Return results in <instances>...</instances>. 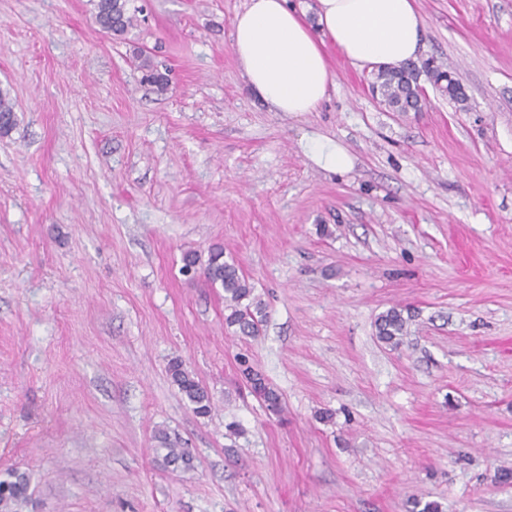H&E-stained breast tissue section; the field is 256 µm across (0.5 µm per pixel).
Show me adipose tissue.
I'll return each instance as SVG.
<instances>
[{
  "label": "adipose tissue",
  "instance_id": "adipose-tissue-1",
  "mask_svg": "<svg viewBox=\"0 0 512 512\" xmlns=\"http://www.w3.org/2000/svg\"><path fill=\"white\" fill-rule=\"evenodd\" d=\"M422 18L415 0H246L231 22V48L250 88L273 112H315L334 74L335 47L357 69L381 71L416 57Z\"/></svg>",
  "mask_w": 512,
  "mask_h": 512
}]
</instances>
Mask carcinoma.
I'll return each mask as SVG.
<instances>
[{
  "label": "carcinoma",
  "mask_w": 512,
  "mask_h": 512,
  "mask_svg": "<svg viewBox=\"0 0 512 512\" xmlns=\"http://www.w3.org/2000/svg\"><path fill=\"white\" fill-rule=\"evenodd\" d=\"M95 22L108 34L124 36L133 26L130 0H92ZM442 95L448 100L463 104L467 97L454 73L442 70L429 61L424 64ZM414 68L408 64L399 68L377 71L371 74L369 87L373 97L392 112H410L420 96V87L413 82ZM16 125L14 107L8 92L0 90V136L8 135ZM205 278L212 284L224 288V322L245 337L259 335L265 317V304L254 295V288L241 273L235 260L224 259V246L214 244L208 250L204 268ZM408 319L401 310L392 308L377 318L380 340L394 348L402 344L407 333ZM241 373L250 393L256 397L271 414L279 416L284 412L281 395L272 388L263 375L246 362H241ZM168 373L181 393L193 405L199 416L212 412V401L195 375L179 360L168 365ZM165 445V459L170 464L182 463L188 468L191 454L187 448H178L171 443L166 432L157 433ZM30 477L17 470L5 471L0 478V512H23L30 502Z\"/></svg>",
  "instance_id": "1"
}]
</instances>
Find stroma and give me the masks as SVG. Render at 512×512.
I'll use <instances>...</instances> for the list:
<instances>
[{
  "label": "stroma",
  "instance_id": "stroma-1",
  "mask_svg": "<svg viewBox=\"0 0 512 512\" xmlns=\"http://www.w3.org/2000/svg\"><path fill=\"white\" fill-rule=\"evenodd\" d=\"M245 2L133 0L116 38L90 0H0V471L29 474L25 512H512V0H416L415 64L453 69L465 108L423 76L421 110L389 111L336 55L304 113L250 90ZM315 136L351 168L311 161ZM216 242L266 305L258 337L182 271ZM306 153L322 168L330 171H344L352 161L346 150L332 140L309 138L304 145ZM409 316L404 317L402 310L392 308L377 318V331L380 340L396 348L402 344L407 333ZM168 373L181 393L193 405L196 415L204 417L211 414L212 401L208 392L182 361H171L168 365ZM241 373L250 393L256 397L271 414L281 416L284 412L281 395L272 388L263 375L245 361L241 362Z\"/></svg>",
  "mask_w": 512,
  "mask_h": 512
}]
</instances>
